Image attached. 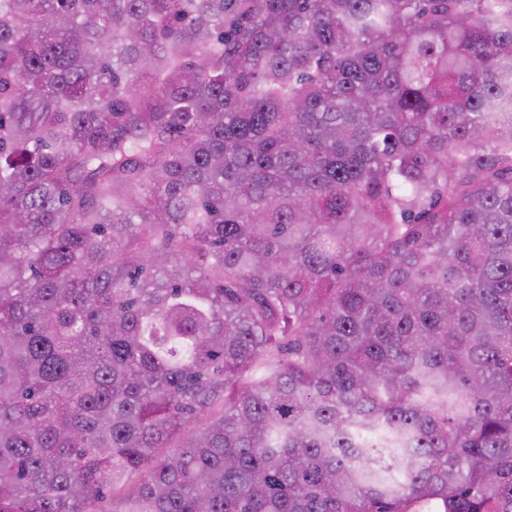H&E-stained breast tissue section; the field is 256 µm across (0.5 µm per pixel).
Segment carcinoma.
<instances>
[{
  "instance_id": "cac0c4a2",
  "label": "carcinoma",
  "mask_w": 512,
  "mask_h": 512,
  "mask_svg": "<svg viewBox=\"0 0 512 512\" xmlns=\"http://www.w3.org/2000/svg\"><path fill=\"white\" fill-rule=\"evenodd\" d=\"M512 512V0H0V512Z\"/></svg>"
}]
</instances>
